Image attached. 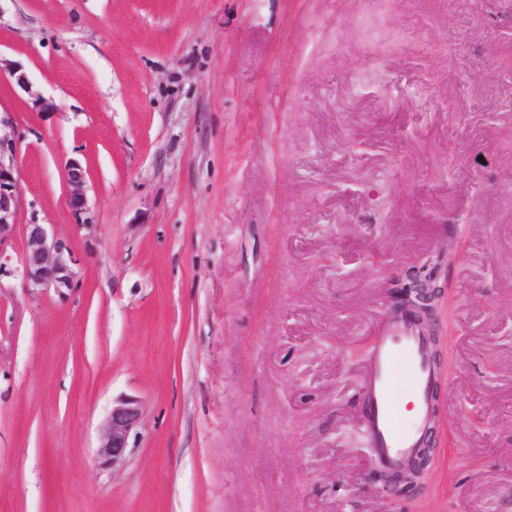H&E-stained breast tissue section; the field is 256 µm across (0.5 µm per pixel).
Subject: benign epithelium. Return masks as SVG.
Masks as SVG:
<instances>
[{
	"mask_svg": "<svg viewBox=\"0 0 512 512\" xmlns=\"http://www.w3.org/2000/svg\"><path fill=\"white\" fill-rule=\"evenodd\" d=\"M9 68L16 85L28 89V78L22 67L0 58V69ZM17 138L13 124L0 118V243L11 237L21 205V188L17 176ZM69 204L73 215L80 219L77 226L89 227L86 200L85 170L78 163L67 169ZM76 259L69 243L49 232L44 224L31 222L23 227V260L21 276L28 286L52 290L60 297L68 295L76 286L72 265ZM441 287L426 281L417 293L406 299L405 309L420 334L429 341L434 360H440L444 342L436 335ZM142 417L140 401L135 397L118 399L112 405L110 416L100 433L97 450L101 464L114 470L126 458L131 433ZM433 462L431 440L423 442L415 455L391 470H377L373 479L385 491L408 492L420 488L428 478Z\"/></svg>",
	"mask_w": 512,
	"mask_h": 512,
	"instance_id": "benign-epithelium-1",
	"label": "benign epithelium"
}]
</instances>
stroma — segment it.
I'll list each match as a JSON object with an SVG mask.
<instances>
[{
  "instance_id": "35a3bbf8",
  "label": "stroma",
  "mask_w": 512,
  "mask_h": 512,
  "mask_svg": "<svg viewBox=\"0 0 512 512\" xmlns=\"http://www.w3.org/2000/svg\"><path fill=\"white\" fill-rule=\"evenodd\" d=\"M511 54L505 0H0L32 85L0 74L18 222L78 280L26 287L21 233L0 244V512H512ZM421 265L450 366L407 497L358 430L389 284ZM67 183L69 187V204L73 215L81 219L75 224L77 227L88 228L90 225L89 217L83 218L87 213L86 200V177L85 170L79 163H72L67 169ZM141 417V403L135 397L119 398L112 405V411L101 430L97 447L102 465L112 467V471L123 465L130 435L139 426Z\"/></svg>"
}]
</instances>
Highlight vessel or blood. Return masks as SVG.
Here are the masks:
<instances>
[{
    "label": "vessel or blood",
    "mask_w": 512,
    "mask_h": 512,
    "mask_svg": "<svg viewBox=\"0 0 512 512\" xmlns=\"http://www.w3.org/2000/svg\"><path fill=\"white\" fill-rule=\"evenodd\" d=\"M371 374L364 389L367 416L360 429L362 438L376 456L397 464L418 448L429 410V392L437 378L423 336L402 316L385 318L372 341ZM409 390L415 418L411 426L397 423L395 397Z\"/></svg>",
    "instance_id": "b4317fda"
}]
</instances>
